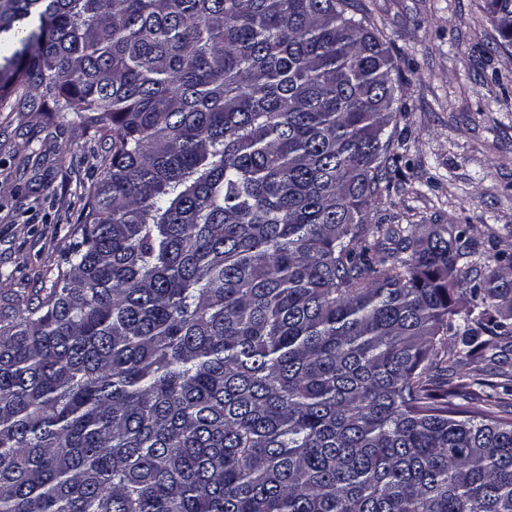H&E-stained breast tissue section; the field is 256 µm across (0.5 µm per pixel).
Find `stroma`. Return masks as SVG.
<instances>
[{
	"label": "stroma",
	"instance_id": "1",
	"mask_svg": "<svg viewBox=\"0 0 512 512\" xmlns=\"http://www.w3.org/2000/svg\"><path fill=\"white\" fill-rule=\"evenodd\" d=\"M482 0H351L394 59L397 170L372 224H455L512 253V50ZM104 143L70 115L0 112V292L50 287Z\"/></svg>",
	"mask_w": 512,
	"mask_h": 512
}]
</instances>
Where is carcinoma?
I'll list each match as a JSON object with an SVG mask.
<instances>
[{
	"label": "carcinoma",
	"mask_w": 512,
	"mask_h": 512,
	"mask_svg": "<svg viewBox=\"0 0 512 512\" xmlns=\"http://www.w3.org/2000/svg\"><path fill=\"white\" fill-rule=\"evenodd\" d=\"M349 7L0 0V110L107 144L52 287L0 297V512H512V402L462 374L512 255L367 224L394 62Z\"/></svg>",
	"instance_id": "obj_1"
}]
</instances>
